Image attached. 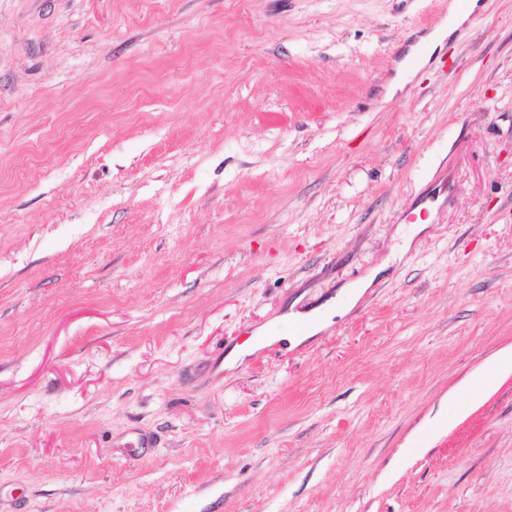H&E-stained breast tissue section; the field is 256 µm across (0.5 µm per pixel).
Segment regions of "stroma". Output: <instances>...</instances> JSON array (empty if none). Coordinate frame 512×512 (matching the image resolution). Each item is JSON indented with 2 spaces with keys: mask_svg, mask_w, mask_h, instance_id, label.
Returning a JSON list of instances; mask_svg holds the SVG:
<instances>
[{
  "mask_svg": "<svg viewBox=\"0 0 512 512\" xmlns=\"http://www.w3.org/2000/svg\"><path fill=\"white\" fill-rule=\"evenodd\" d=\"M448 2L0 0V512H512V372L430 427L512 345V0L419 63ZM334 315H336V309L333 311L330 304H328L322 311H311L306 313L291 311L290 313H285L281 317L283 321L295 320L296 322L305 324L306 328L304 335L282 333L278 336H272L271 339L287 341L291 346H295L303 342L309 336H314L322 331L331 322Z\"/></svg>",
  "mask_w": 512,
  "mask_h": 512,
  "instance_id": "1",
  "label": "stroma"
}]
</instances>
